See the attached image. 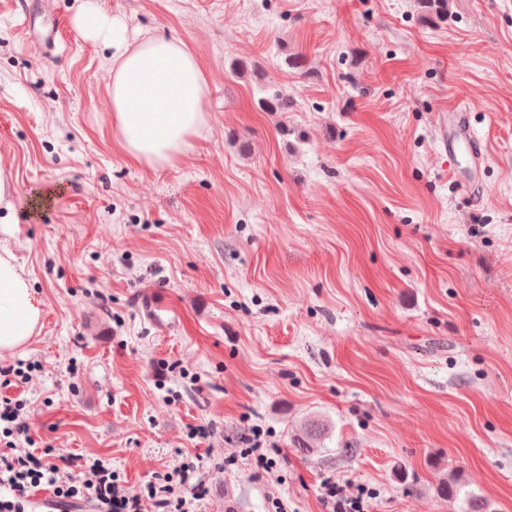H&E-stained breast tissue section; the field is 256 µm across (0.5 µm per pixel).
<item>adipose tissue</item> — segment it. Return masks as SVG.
<instances>
[{
	"instance_id": "ef3b65f1",
	"label": "adipose tissue",
	"mask_w": 512,
	"mask_h": 512,
	"mask_svg": "<svg viewBox=\"0 0 512 512\" xmlns=\"http://www.w3.org/2000/svg\"><path fill=\"white\" fill-rule=\"evenodd\" d=\"M73 21L84 38L113 51L112 135L127 159L152 169L178 163L207 120L209 84L198 57L178 38L130 35L123 19L89 0ZM42 314L43 304L15 256L0 249V357L28 344Z\"/></svg>"
}]
</instances>
